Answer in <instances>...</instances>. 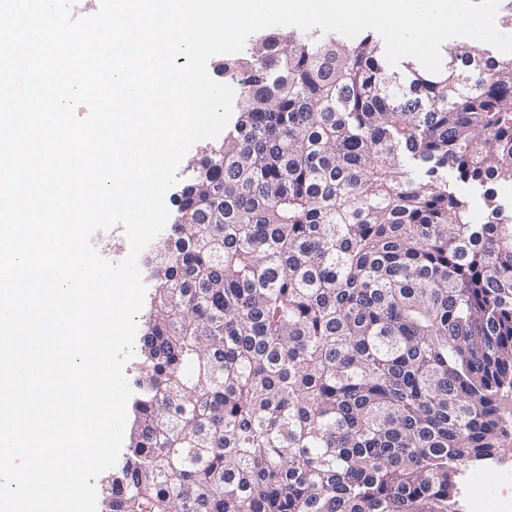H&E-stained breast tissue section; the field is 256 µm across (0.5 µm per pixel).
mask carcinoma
<instances>
[{"instance_id": "carcinoma-1", "label": "carcinoma", "mask_w": 512, "mask_h": 512, "mask_svg": "<svg viewBox=\"0 0 512 512\" xmlns=\"http://www.w3.org/2000/svg\"><path fill=\"white\" fill-rule=\"evenodd\" d=\"M445 55L293 27L218 66L101 512H461L512 450V58Z\"/></svg>"}]
</instances>
